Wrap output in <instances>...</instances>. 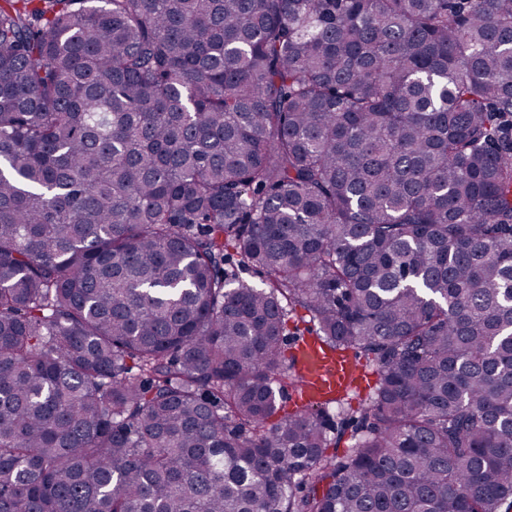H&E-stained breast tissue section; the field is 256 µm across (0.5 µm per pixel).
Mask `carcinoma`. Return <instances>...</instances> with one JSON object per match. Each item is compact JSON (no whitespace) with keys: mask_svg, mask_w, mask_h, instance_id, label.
<instances>
[{"mask_svg":"<svg viewBox=\"0 0 512 512\" xmlns=\"http://www.w3.org/2000/svg\"><path fill=\"white\" fill-rule=\"evenodd\" d=\"M504 505L512 0H0V512ZM290 349L307 380V385L296 395L299 406L336 395L352 387L358 379L360 371L355 360L328 352L314 338H302Z\"/></svg>","mask_w":512,"mask_h":512,"instance_id":"1","label":"carcinoma"}]
</instances>
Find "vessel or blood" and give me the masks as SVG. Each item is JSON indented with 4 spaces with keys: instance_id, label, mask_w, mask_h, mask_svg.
<instances>
[{
    "instance_id": "vessel-or-blood-1",
    "label": "vessel or blood",
    "mask_w": 512,
    "mask_h": 512,
    "mask_svg": "<svg viewBox=\"0 0 512 512\" xmlns=\"http://www.w3.org/2000/svg\"><path fill=\"white\" fill-rule=\"evenodd\" d=\"M291 355L306 377L307 384L296 396L297 404L322 400L352 387L359 376L358 363L330 353L312 338L296 341Z\"/></svg>"
}]
</instances>
